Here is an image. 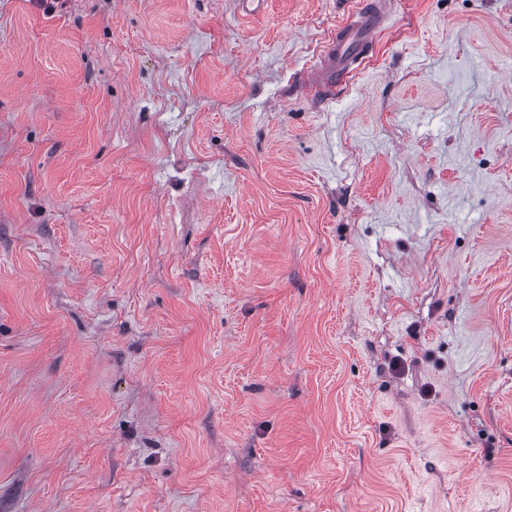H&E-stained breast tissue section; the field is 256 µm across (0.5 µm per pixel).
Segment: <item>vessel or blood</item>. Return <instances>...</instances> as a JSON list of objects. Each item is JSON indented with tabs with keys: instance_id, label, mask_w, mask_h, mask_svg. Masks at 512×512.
Here are the masks:
<instances>
[{
	"instance_id": "obj_1",
	"label": "vessel or blood",
	"mask_w": 512,
	"mask_h": 512,
	"mask_svg": "<svg viewBox=\"0 0 512 512\" xmlns=\"http://www.w3.org/2000/svg\"><path fill=\"white\" fill-rule=\"evenodd\" d=\"M384 21L380 0H362L352 19L330 39L324 54L307 76L308 84L319 97L334 93L345 83L352 66Z\"/></svg>"
}]
</instances>
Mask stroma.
I'll return each mask as SVG.
<instances>
[{"instance_id":"35a3bbf8","label":"stroma","mask_w":512,"mask_h":512,"mask_svg":"<svg viewBox=\"0 0 512 512\" xmlns=\"http://www.w3.org/2000/svg\"><path fill=\"white\" fill-rule=\"evenodd\" d=\"M0 0V512H512V0ZM385 21L381 1H364L352 19L336 30L326 51L307 75V83L315 89L319 101L343 85L351 67L361 58L364 48Z\"/></svg>"}]
</instances>
